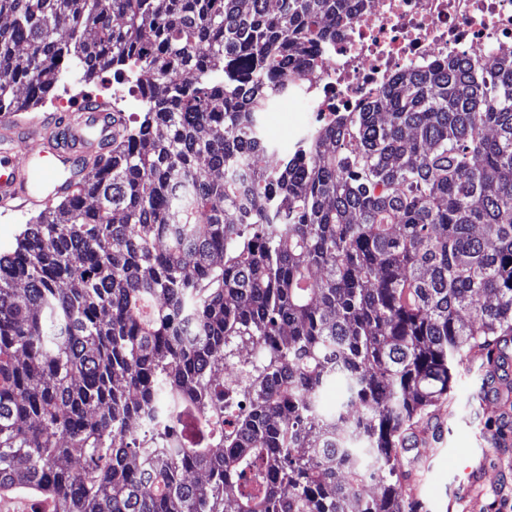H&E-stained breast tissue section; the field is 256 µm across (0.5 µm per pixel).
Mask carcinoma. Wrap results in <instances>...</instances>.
Segmentation results:
<instances>
[{
  "mask_svg": "<svg viewBox=\"0 0 512 512\" xmlns=\"http://www.w3.org/2000/svg\"><path fill=\"white\" fill-rule=\"evenodd\" d=\"M350 5L0 0V113L70 69L144 107L0 253V504L413 512L406 426L476 356L508 387L512 58L401 75L251 167Z\"/></svg>",
  "mask_w": 512,
  "mask_h": 512,
  "instance_id": "obj_1",
  "label": "carcinoma"
}]
</instances>
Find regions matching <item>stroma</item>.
I'll use <instances>...</instances> for the list:
<instances>
[{"mask_svg":"<svg viewBox=\"0 0 512 512\" xmlns=\"http://www.w3.org/2000/svg\"><path fill=\"white\" fill-rule=\"evenodd\" d=\"M99 92L140 120L136 96L108 72L89 83L69 73L33 114L65 112ZM300 120L285 100L266 113L265 134L278 154L294 150ZM484 374L477 363L462 367L452 403L428 414L424 438H407L402 458L410 479L405 486L415 512H512V394L483 391ZM467 464L476 469V480H468Z\"/></svg>","mask_w":512,"mask_h":512,"instance_id":"stroma-1","label":"stroma"}]
</instances>
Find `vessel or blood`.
<instances>
[{
	"label": "vessel or blood",
	"mask_w": 512,
	"mask_h": 512,
	"mask_svg": "<svg viewBox=\"0 0 512 512\" xmlns=\"http://www.w3.org/2000/svg\"><path fill=\"white\" fill-rule=\"evenodd\" d=\"M112 111L101 104L77 108L64 126L54 117L39 125L0 122V200L50 205L82 182V160L97 157L112 141Z\"/></svg>",
	"instance_id": "obj_1"
}]
</instances>
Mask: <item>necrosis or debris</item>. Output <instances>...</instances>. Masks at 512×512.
Returning a JSON list of instances; mask_svg holds the SVG:
<instances>
[{
    "label": "necrosis or debris",
    "mask_w": 512,
    "mask_h": 512,
    "mask_svg": "<svg viewBox=\"0 0 512 512\" xmlns=\"http://www.w3.org/2000/svg\"><path fill=\"white\" fill-rule=\"evenodd\" d=\"M322 70L290 99L304 132L379 99L403 73L481 54L512 55V0H353Z\"/></svg>",
    "instance_id": "4bbe7bcc"
}]
</instances>
